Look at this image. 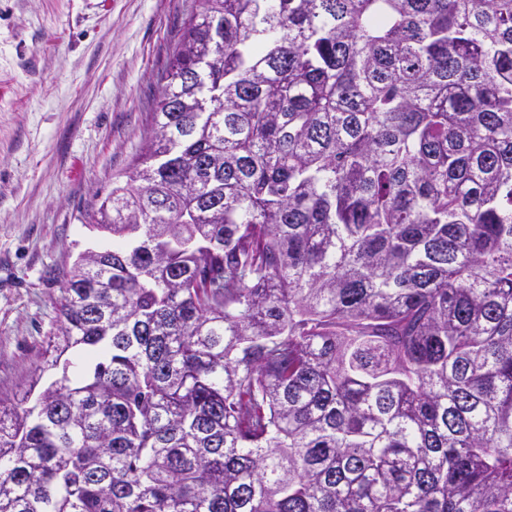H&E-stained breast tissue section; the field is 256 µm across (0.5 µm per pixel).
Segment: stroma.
I'll return each instance as SVG.
<instances>
[{"label":"stroma","instance_id":"35a3bbf8","mask_svg":"<svg viewBox=\"0 0 512 512\" xmlns=\"http://www.w3.org/2000/svg\"><path fill=\"white\" fill-rule=\"evenodd\" d=\"M194 0H0V397L56 330L65 270L139 152Z\"/></svg>","mask_w":512,"mask_h":512}]
</instances>
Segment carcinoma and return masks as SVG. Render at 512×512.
I'll list each match as a JSON object with an SVG mask.
<instances>
[{
	"mask_svg": "<svg viewBox=\"0 0 512 512\" xmlns=\"http://www.w3.org/2000/svg\"><path fill=\"white\" fill-rule=\"evenodd\" d=\"M0 399V512H512V0H197Z\"/></svg>",
	"mask_w": 512,
	"mask_h": 512,
	"instance_id": "obj_1",
	"label": "carcinoma"
}]
</instances>
